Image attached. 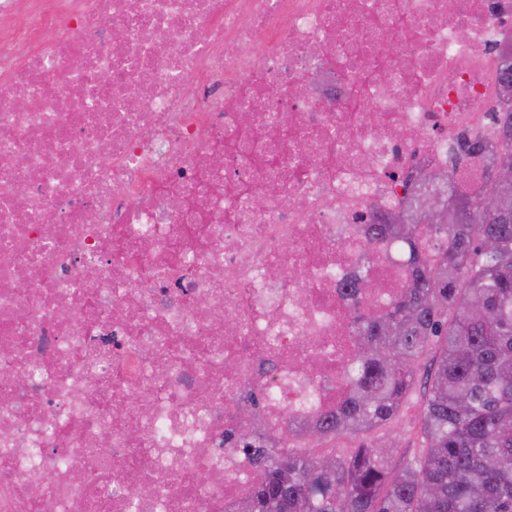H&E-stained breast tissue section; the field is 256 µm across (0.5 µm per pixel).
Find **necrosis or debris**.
<instances>
[{"instance_id":"4bbe7bcc","label":"necrosis or debris","mask_w":512,"mask_h":512,"mask_svg":"<svg viewBox=\"0 0 512 512\" xmlns=\"http://www.w3.org/2000/svg\"><path fill=\"white\" fill-rule=\"evenodd\" d=\"M511 49L512 0H0V512H238L246 434L322 447L358 227Z\"/></svg>"}]
</instances>
